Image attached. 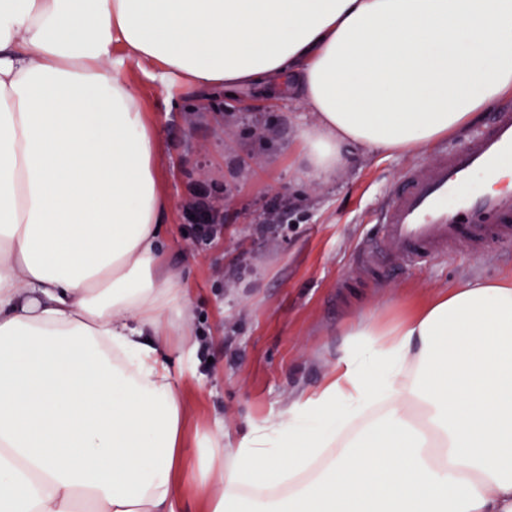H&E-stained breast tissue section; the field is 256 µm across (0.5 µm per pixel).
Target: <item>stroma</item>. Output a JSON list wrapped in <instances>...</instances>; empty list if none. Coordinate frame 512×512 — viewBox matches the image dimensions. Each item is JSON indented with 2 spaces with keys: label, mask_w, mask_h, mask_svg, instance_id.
<instances>
[{
  "label": "stroma",
  "mask_w": 512,
  "mask_h": 512,
  "mask_svg": "<svg viewBox=\"0 0 512 512\" xmlns=\"http://www.w3.org/2000/svg\"><path fill=\"white\" fill-rule=\"evenodd\" d=\"M144 107L165 144V179L173 199L163 248L182 263L195 299L192 328L199 348L187 376L190 433L224 427L234 433L282 408L298 389L321 381L354 322L373 311L387 322L425 305L438 288L474 278L512 277V241L479 253L451 252L422 266L398 261L364 273L345 303L337 285L356 268L375 231L376 210L391 186L425 154L380 156L357 150L329 183L294 181L289 151L298 112L267 89L243 94H166L144 84ZM206 203L219 231L189 235L187 208ZM276 231L258 230L272 211ZM240 269L228 284L226 271Z\"/></svg>",
  "instance_id": "35a3bbf8"
}]
</instances>
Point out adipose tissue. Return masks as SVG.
Returning <instances> with one entry per match:
<instances>
[{
	"label": "adipose tissue",
	"instance_id": "obj_1",
	"mask_svg": "<svg viewBox=\"0 0 512 512\" xmlns=\"http://www.w3.org/2000/svg\"><path fill=\"white\" fill-rule=\"evenodd\" d=\"M268 84L294 173L421 154L512 92V0H0V512H512V281L357 320L334 368L184 450L198 342L127 76Z\"/></svg>",
	"mask_w": 512,
	"mask_h": 512
}]
</instances>
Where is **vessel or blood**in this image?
<instances>
[{
    "mask_svg": "<svg viewBox=\"0 0 512 512\" xmlns=\"http://www.w3.org/2000/svg\"><path fill=\"white\" fill-rule=\"evenodd\" d=\"M512 159V106L495 112L465 147L433 165L407 168L379 208L375 238L359 254L361 268L377 255L423 264L458 247L512 238V191L483 187Z\"/></svg>",
    "mask_w": 512,
    "mask_h": 512,
    "instance_id": "vessel-or-blood-1",
    "label": "vessel or blood"
}]
</instances>
